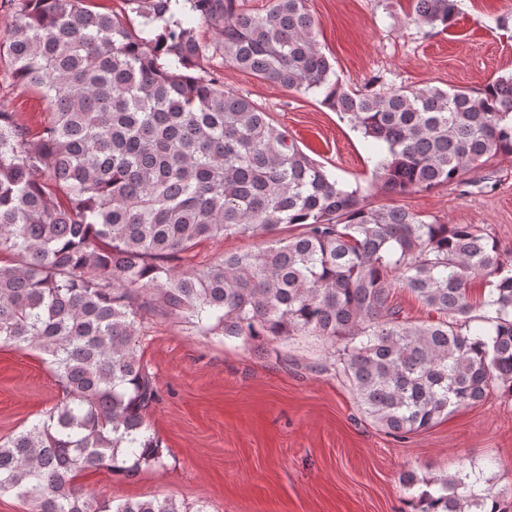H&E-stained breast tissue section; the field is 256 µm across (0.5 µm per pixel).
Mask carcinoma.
I'll list each match as a JSON object with an SVG mask.
<instances>
[{
    "instance_id": "obj_1",
    "label": "carcinoma",
    "mask_w": 512,
    "mask_h": 512,
    "mask_svg": "<svg viewBox=\"0 0 512 512\" xmlns=\"http://www.w3.org/2000/svg\"><path fill=\"white\" fill-rule=\"evenodd\" d=\"M0 36L15 83L48 105L34 135L0 110V343L46 356L64 397L0 442V495L27 512H184L172 498L99 501L83 473L124 478L162 465L146 413L158 400L137 320L158 304L202 336L245 343L344 340L359 406L396 437L424 431L499 383L512 396V264L475 224H436L369 206L249 97L192 76L216 55L322 103L381 146L374 175L395 194L457 181L512 155V75L481 92L343 84L317 42L308 0H125L139 18L86 0H13ZM457 0H412L446 30ZM219 31L206 41L198 23ZM302 232L230 253L203 271L169 262L199 242L281 225ZM492 315L470 327L469 285ZM402 286L427 309L413 323ZM463 470L426 485L418 512H485Z\"/></svg>"
}]
</instances>
